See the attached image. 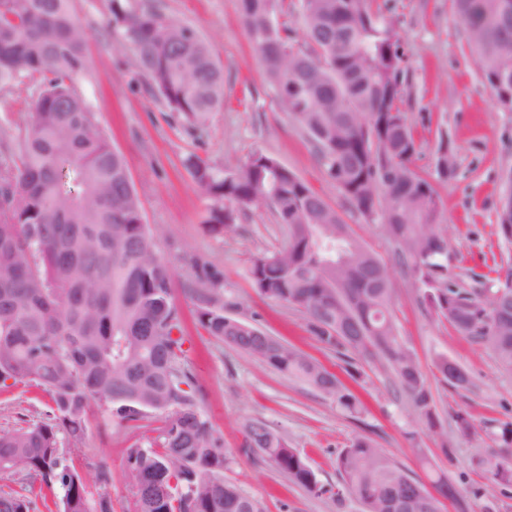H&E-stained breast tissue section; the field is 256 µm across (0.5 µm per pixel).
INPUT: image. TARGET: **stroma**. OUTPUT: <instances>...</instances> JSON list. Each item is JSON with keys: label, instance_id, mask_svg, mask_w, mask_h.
<instances>
[{"label": "stroma", "instance_id": "35a3bbf8", "mask_svg": "<svg viewBox=\"0 0 512 512\" xmlns=\"http://www.w3.org/2000/svg\"><path fill=\"white\" fill-rule=\"evenodd\" d=\"M135 2L191 25L224 70L223 111L194 123L167 107L135 66L132 48L114 40L112 0H74L86 54L75 87L124 155L153 249L174 271L184 365L194 378L200 411L233 457L225 478L258 500L264 512H361L351 500L338 505L330 491L340 483L338 453L365 435L423 483L441 477L454 485L460 499L444 502L442 512H512V494H503L478 465L496 452V444L488 438H459L453 420L464 410L481 429L512 422V376L501 372L480 345L457 336L427 311L415 278L402 271L380 221L360 214L329 179L308 137L277 107L265 66L242 25L239 0ZM372 7L396 19L404 43L402 110L418 144L412 168L432 177L440 140L458 149L454 178L437 190L448 226V269L461 274L466 287H475V275L512 266V243L499 236L496 226L501 177L512 168V114L496 106L450 0H372ZM32 110L25 89H0V116L11 119L7 142L12 149H19ZM256 152L292 169L391 270L393 315L433 390L441 430L417 422L391 371L367 364L363 384L352 383L336 353L310 333L302 310L254 291L247 276L253 258L288 242L285 225L277 223L269 207L239 210L226 231L207 224L213 201L193 178L188 158L200 157L218 169L236 168ZM205 266L220 272L224 296L235 304L233 316L316 358L349 385L363 413L351 416L315 390L210 336L197 319L194 293ZM440 355L469 372V390L443 386L435 369ZM51 410L49 395L35 385L0 387V429L31 424ZM257 420L307 458L325 494L312 495L259 454L243 453L245 429ZM163 421V414L150 412L140 421L125 422L91 405L80 466L91 478L101 469L109 473L104 489L113 512H134L127 450L155 436Z\"/></svg>", "mask_w": 512, "mask_h": 512}]
</instances>
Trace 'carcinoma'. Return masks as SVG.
<instances>
[{
    "instance_id": "obj_1",
    "label": "carcinoma",
    "mask_w": 512,
    "mask_h": 512,
    "mask_svg": "<svg viewBox=\"0 0 512 512\" xmlns=\"http://www.w3.org/2000/svg\"><path fill=\"white\" fill-rule=\"evenodd\" d=\"M504 0H452L483 80L497 105L512 90V10ZM248 38L262 59L279 109L314 144L317 158L356 209L379 217L402 265L436 317L491 350L512 375V267L493 288H467L448 273V228L435 182L455 176L454 148L436 153V181L410 165L417 152L400 108L403 53L393 17L367 0H297L303 25L278 22L280 0H239ZM112 33L130 45L135 65L168 107L203 123L224 108V70L188 24L154 6L112 0ZM85 42L73 0H0V88L31 87L34 113L21 149L0 151V384L35 382L54 409L26 427L0 430V475L29 488L55 487L61 512H112L74 463L90 403L122 421L166 414L158 437L128 449L135 512H262L224 479L231 458L199 410L183 365L185 338L174 302L173 271L152 250L125 157L98 127L76 90ZM272 155L252 154L240 169L190 160L214 201L207 223L229 227L242 208L270 204L288 226V243L249 268L261 296L303 310L310 332L336 351L351 377L363 365L393 372L414 415L438 427L435 398L392 316L388 267L335 209ZM198 318L209 335L255 357L358 415L360 401L336 374L261 328L224 313L218 274L202 270ZM456 391L470 379L448 358L435 361ZM463 437L482 436L465 411ZM243 451L258 453L313 494L325 493L307 459L262 421L248 424ZM489 479L512 489V461L482 460ZM342 482L362 512H440L436 496H458L443 479L428 489L392 463L369 436L336 458ZM34 501L0 490V512H33Z\"/></svg>"
}]
</instances>
